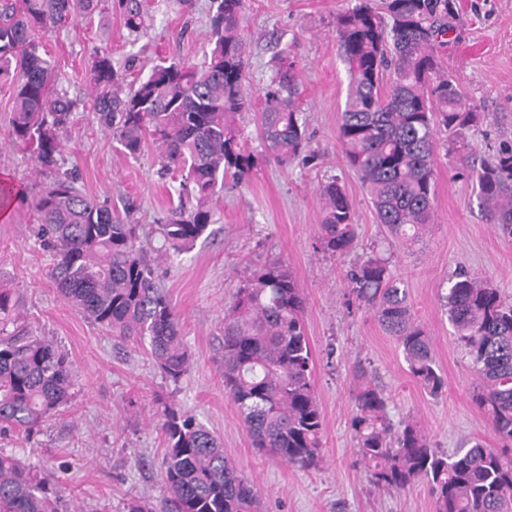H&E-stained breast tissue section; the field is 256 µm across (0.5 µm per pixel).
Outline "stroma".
<instances>
[{
	"label": "stroma",
	"instance_id": "stroma-1",
	"mask_svg": "<svg viewBox=\"0 0 512 512\" xmlns=\"http://www.w3.org/2000/svg\"><path fill=\"white\" fill-rule=\"evenodd\" d=\"M351 0H247L240 17L254 86L266 83L277 48L299 65L309 160L264 164L243 186L226 182L213 222L188 252L157 268L178 311L190 370L166 380L144 347L124 341L68 305L52 278L53 251L44 246L34 203L55 174L36 173L33 159L14 145L9 123L12 88L0 84V183L13 186L0 213V282L19 302L17 325L57 343L75 369L70 401L38 432L0 428V449L24 456L38 477L60 487L59 512H124L129 498L160 512L165 493L160 462L165 448L157 420L171 405L195 415L221 438L224 452L258 491L263 512H435L425 483L403 492L369 485L350 427L352 373L367 369L388 396L393 421L418 422L435 446L454 452L466 440L496 447L487 418L469 401L471 363L455 341L442 297L456 273L467 272L512 297V236L490 224L465 171L439 156L433 220L415 245L386 246L366 188L348 172L337 139L347 90L338 56L337 13ZM459 24L441 62L469 104L482 114L467 134L479 155L512 146V0H456ZM148 33L134 37L118 9L66 23L43 48L70 97L79 99L63 135L59 171L77 188L130 203L135 223L151 228L175 194L160 178L153 146L123 157L100 127L87 95L95 50L127 66V80L145 76L157 59L200 63L210 50L209 0H148ZM338 179L355 209L358 246L343 257L314 248L322 220L319 186ZM389 247L394 273L408 289L418 320L434 342L446 387L428 396L407 370L395 340L370 313L347 306V270L373 248ZM288 263L306 297L305 320L315 357L314 381L325 424L324 461L303 471L254 448L233 400L224 391V306L237 291L243 263Z\"/></svg>",
	"mask_w": 512,
	"mask_h": 512
}]
</instances>
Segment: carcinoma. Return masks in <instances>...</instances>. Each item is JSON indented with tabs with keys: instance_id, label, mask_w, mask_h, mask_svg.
<instances>
[{
	"instance_id": "carcinoma-1",
	"label": "carcinoma",
	"mask_w": 512,
	"mask_h": 512,
	"mask_svg": "<svg viewBox=\"0 0 512 512\" xmlns=\"http://www.w3.org/2000/svg\"><path fill=\"white\" fill-rule=\"evenodd\" d=\"M102 0H0V82L13 89L12 142L32 150L39 172L53 171L62 133L78 100L58 85L55 65L36 35L98 11ZM245 0H210L211 49L200 66L161 60L129 86L98 52L87 95L119 151L136 159L147 144L160 174L181 173L177 203L155 225L160 245L129 212L80 192L76 176H57L35 207L55 253L53 279L64 300L113 335L140 343L165 377L190 369L180 317L155 269L193 248L212 224L213 204L227 176L244 183L262 161L291 163L308 151L299 69L283 48L268 82L253 90L240 16ZM125 27L146 32L144 0H113ZM457 24L455 0H355L336 16L339 55L348 76L337 128L346 167L367 189L378 223L412 245L432 223L440 131L446 155L470 171L487 219L512 235V149L479 158L464 132L479 113L459 82L443 70L439 49ZM264 150L248 146L245 120ZM322 224L317 249L342 257L357 245L348 195L332 181L319 189ZM351 300L364 307L401 349L407 370L433 398L444 376L431 336L413 313L407 289L389 258L376 250L346 274ZM458 346L476 381L472 406L487 416L501 448L479 441L449 454L417 422L394 425L388 397L362 367L354 371L351 429L369 484L404 491L423 481L435 512H512V300L489 281L459 274L443 297ZM306 298L281 261L239 271V288L224 309V390L237 405L252 445L291 466L316 469L323 460L324 420L307 336ZM16 310L0 284V423L27 433L66 404L74 385L71 361L53 342L7 332ZM166 448L162 512H256L258 495L224 455L220 439L194 416L172 406L159 420ZM0 512H58L57 500L26 461L0 450Z\"/></svg>"
}]
</instances>
